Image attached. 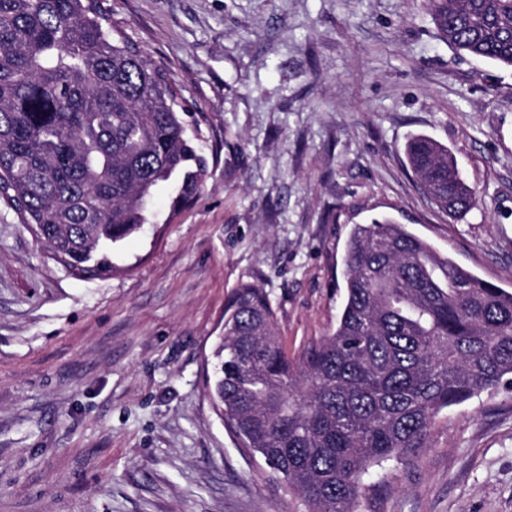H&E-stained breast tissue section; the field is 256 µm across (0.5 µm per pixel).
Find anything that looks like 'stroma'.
Returning a JSON list of instances; mask_svg holds the SVG:
<instances>
[{
	"mask_svg": "<svg viewBox=\"0 0 512 512\" xmlns=\"http://www.w3.org/2000/svg\"><path fill=\"white\" fill-rule=\"evenodd\" d=\"M201 117L195 201L80 279L0 205V512H306L214 410L205 358L242 282L297 359L334 326L353 225L393 217L512 290V68L441 41L424 0H104ZM455 156L477 205H432L403 149ZM358 512H512V390L442 410L370 469Z\"/></svg>",
	"mask_w": 512,
	"mask_h": 512,
	"instance_id": "1",
	"label": "stroma"
}]
</instances>
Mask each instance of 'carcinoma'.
Instances as JSON below:
<instances>
[{"mask_svg": "<svg viewBox=\"0 0 512 512\" xmlns=\"http://www.w3.org/2000/svg\"><path fill=\"white\" fill-rule=\"evenodd\" d=\"M437 37L512 68V0H427ZM98 0H0V203L81 278L200 192L207 161L194 108L170 72ZM405 154L452 218L476 205L448 150L424 135ZM336 327L288 357L269 294L239 284L224 305L209 394L242 445L308 512H358L363 477L423 447L436 416L512 387V291L487 282L389 216L353 226Z\"/></svg>", "mask_w": 512, "mask_h": 512, "instance_id": "cac0c4a2", "label": "carcinoma"}]
</instances>
